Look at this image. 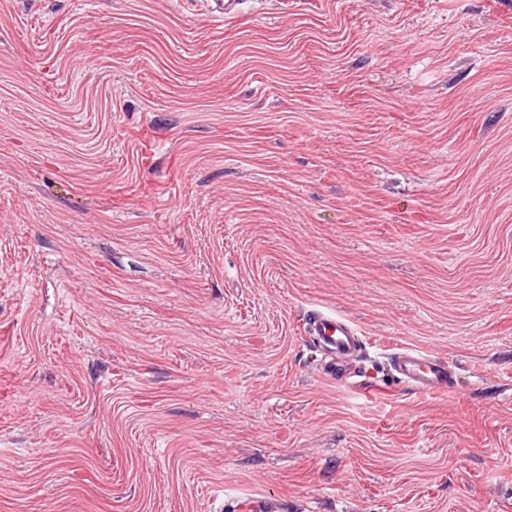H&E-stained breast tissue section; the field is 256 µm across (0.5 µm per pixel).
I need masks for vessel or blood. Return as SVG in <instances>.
I'll list each match as a JSON object with an SVG mask.
<instances>
[{"label": "vessel or blood", "instance_id": "1", "mask_svg": "<svg viewBox=\"0 0 512 512\" xmlns=\"http://www.w3.org/2000/svg\"><path fill=\"white\" fill-rule=\"evenodd\" d=\"M304 332L322 355L320 371L327 380L339 385L356 384L362 372L356 358L362 338L347 318L329 311H313L307 317ZM392 368L399 379L415 392L431 395L452 387V373L446 359L406 346L391 355ZM226 512H285L282 502L262 495L230 500Z\"/></svg>", "mask_w": 512, "mask_h": 512}]
</instances>
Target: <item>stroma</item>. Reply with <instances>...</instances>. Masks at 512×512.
I'll list each match as a JSON object with an SVG mask.
<instances>
[{
	"label": "stroma",
	"instance_id": "obj_1",
	"mask_svg": "<svg viewBox=\"0 0 512 512\" xmlns=\"http://www.w3.org/2000/svg\"><path fill=\"white\" fill-rule=\"evenodd\" d=\"M252 493L512 512V0H0V512ZM304 332L323 354L320 372L327 380L339 385H365L356 379L362 377V371L355 363L362 336L349 319L329 311H311ZM391 362L398 378L417 393H446L452 388V373L444 358L406 346L391 354Z\"/></svg>",
	"mask_w": 512,
	"mask_h": 512
}]
</instances>
